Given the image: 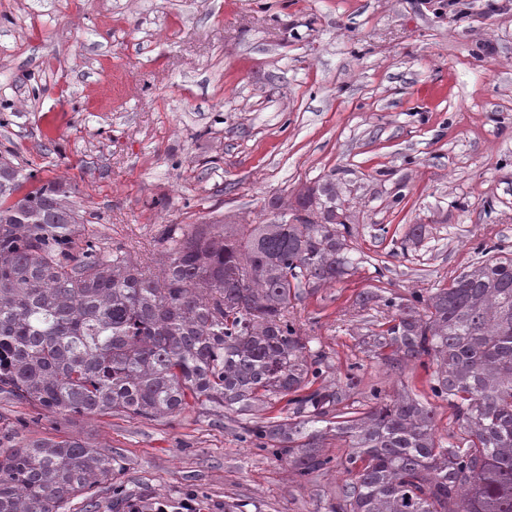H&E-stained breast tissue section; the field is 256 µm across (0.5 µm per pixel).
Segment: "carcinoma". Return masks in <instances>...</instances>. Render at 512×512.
Instances as JSON below:
<instances>
[{"mask_svg":"<svg viewBox=\"0 0 512 512\" xmlns=\"http://www.w3.org/2000/svg\"><path fill=\"white\" fill-rule=\"evenodd\" d=\"M32 188H26V185ZM61 181L42 182L0 158V392L59 414L121 410L153 420L197 403L249 412L288 398V423L244 427L245 441L289 459L296 475L325 470L317 424L336 419L352 451L350 482L329 512H512V257L495 258L425 296L360 295L391 310L373 333L387 365L427 357L430 390L456 410L458 431L434 436L432 408L323 378L291 299L359 264L352 228L323 184L270 224L170 226L159 272L84 234ZM112 459L76 438L0 437V512H59L93 495Z\"/></svg>","mask_w":512,"mask_h":512,"instance_id":"carcinoma-1","label":"carcinoma"}]
</instances>
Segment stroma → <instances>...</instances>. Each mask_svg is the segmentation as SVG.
Listing matches in <instances>:
<instances>
[{
	"label": "stroma",
	"instance_id": "35a3bbf8",
	"mask_svg": "<svg viewBox=\"0 0 512 512\" xmlns=\"http://www.w3.org/2000/svg\"><path fill=\"white\" fill-rule=\"evenodd\" d=\"M0 155L66 182L102 247L150 266L168 225L267 224L333 184L362 261L292 299L301 335L328 380L358 365L353 399L428 402L444 440L457 421L432 364L369 356L388 311L360 295H426L486 248L512 251V0H0ZM0 422L111 457L63 512H150L189 491L202 512H325L348 481L335 433V467L303 480L208 405L38 417L0 394Z\"/></svg>",
	"mask_w": 512,
	"mask_h": 512
}]
</instances>
